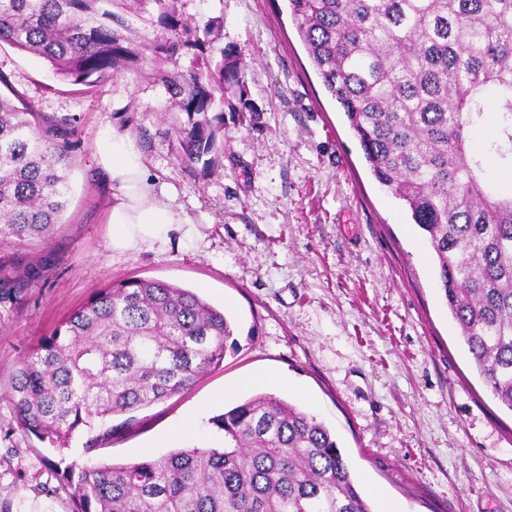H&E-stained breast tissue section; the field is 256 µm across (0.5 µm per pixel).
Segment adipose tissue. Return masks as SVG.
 <instances>
[{"mask_svg": "<svg viewBox=\"0 0 512 512\" xmlns=\"http://www.w3.org/2000/svg\"><path fill=\"white\" fill-rule=\"evenodd\" d=\"M97 162L114 190L108 217L113 251L124 253L145 246H162L175 234L191 238L189 217L182 209L159 203L157 186L130 138L103 130Z\"/></svg>", "mask_w": 512, "mask_h": 512, "instance_id": "adipose-tissue-1", "label": "adipose tissue"}]
</instances>
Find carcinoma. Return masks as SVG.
Masks as SVG:
<instances>
[{
	"label": "carcinoma",
	"instance_id": "cac0c4a2",
	"mask_svg": "<svg viewBox=\"0 0 512 512\" xmlns=\"http://www.w3.org/2000/svg\"><path fill=\"white\" fill-rule=\"evenodd\" d=\"M152 2L150 49L187 71L159 72L185 120L170 128L185 168H223L224 90L238 60L173 0H0V44L47 60L91 91L140 71L142 46L119 14ZM319 78L339 104L374 179L407 207L434 253L437 288L476 369L512 411V191L490 183L471 132L495 107L487 147L512 170V0H287ZM68 119L0 93V247L46 243L67 207ZM231 322L197 293L156 280L96 289L21 361L9 394L20 427L63 452L90 454L131 413L191 388L224 361ZM123 420L97 433L106 421ZM220 448L129 464L57 470L73 512H372L335 437L273 394L212 420Z\"/></svg>",
	"mask_w": 512,
	"mask_h": 512
}]
</instances>
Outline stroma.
Returning a JSON list of instances; mask_svg holds the SVG:
<instances>
[{"label":"stroma","instance_id":"35a3bbf8","mask_svg":"<svg viewBox=\"0 0 512 512\" xmlns=\"http://www.w3.org/2000/svg\"><path fill=\"white\" fill-rule=\"evenodd\" d=\"M185 17L220 18L219 42L248 64L253 109L226 91L224 169L189 174L168 130L175 112L152 79L126 74L92 92L42 58L0 47V73L49 117L70 118L68 205L45 245L8 255L47 264L43 280L0 293V512H71L53 453L15 418L8 385L41 337L95 289L156 279L197 293L233 321L236 345L189 390L138 410L93 456L132 463L180 448L220 447L214 416L271 392L335 435L374 512H512V412L480 378L436 285L433 253L407 209L373 178L344 113L325 90L286 0H179ZM132 138L161 201L197 237L118 253L106 214L112 188L95 153L103 129ZM276 373L280 385L249 384ZM192 419L181 436L174 428Z\"/></svg>","mask_w":512,"mask_h":512}]
</instances>
